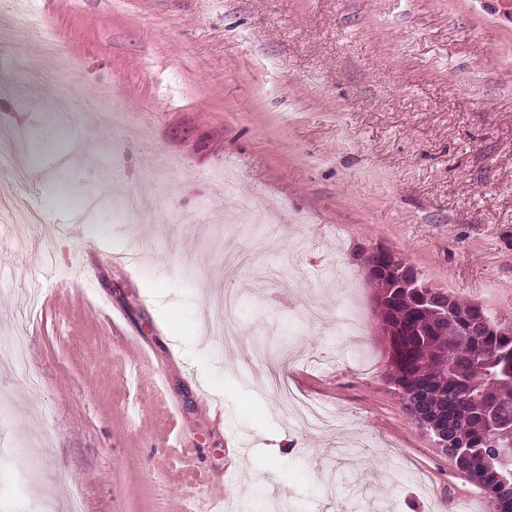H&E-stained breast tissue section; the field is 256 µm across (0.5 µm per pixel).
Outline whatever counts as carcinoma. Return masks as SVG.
Segmentation results:
<instances>
[{
    "instance_id": "1",
    "label": "carcinoma",
    "mask_w": 512,
    "mask_h": 512,
    "mask_svg": "<svg viewBox=\"0 0 512 512\" xmlns=\"http://www.w3.org/2000/svg\"><path fill=\"white\" fill-rule=\"evenodd\" d=\"M389 303L382 333L390 348L389 379L410 413L437 409L448 425L442 452L479 486L492 512H512V491H497V474L512 470V326L480 307L460 303L465 319L442 317L424 296L440 294L422 281L403 288L369 275Z\"/></svg>"
}]
</instances>
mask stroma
I'll return each instance as SVG.
<instances>
[{"instance_id": "stroma-1", "label": "stroma", "mask_w": 512, "mask_h": 512, "mask_svg": "<svg viewBox=\"0 0 512 512\" xmlns=\"http://www.w3.org/2000/svg\"><path fill=\"white\" fill-rule=\"evenodd\" d=\"M27 39L0 47V125L26 149L0 157V217L15 201L44 218L0 234V501L70 493L85 512H182L224 480V512L277 499L282 512H491L404 408L388 378L379 293L352 258L380 245L428 287L512 325V9L504 0H30L0 9ZM51 34L55 56L38 34ZM83 95L57 123L40 89ZM111 88L125 110L99 108ZM233 169L260 211L282 212L266 247L211 172ZM105 198L66 227L87 191ZM159 216L153 235L127 207ZM255 266L224 274V249ZM102 254L97 293L57 279ZM43 291L35 315L19 296ZM320 289L323 319L288 304ZM236 296L241 334L215 335ZM105 295L122 318L90 310ZM357 306L362 332L339 319ZM22 340L26 367L9 352ZM38 375L39 394L21 373ZM335 420L318 434L279 409L272 378ZM224 413L223 428L214 424Z\"/></svg>"}]
</instances>
